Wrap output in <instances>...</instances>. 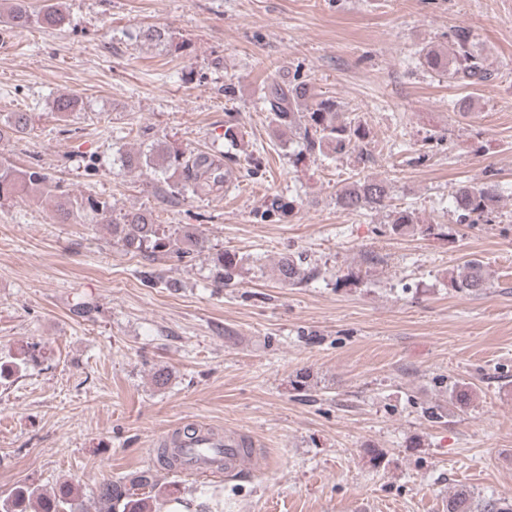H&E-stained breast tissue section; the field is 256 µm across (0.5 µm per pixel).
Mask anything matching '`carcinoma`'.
Masks as SVG:
<instances>
[{"instance_id":"1","label":"carcinoma","mask_w":512,"mask_h":512,"mask_svg":"<svg viewBox=\"0 0 512 512\" xmlns=\"http://www.w3.org/2000/svg\"><path fill=\"white\" fill-rule=\"evenodd\" d=\"M0 22L10 27L63 28L68 25L66 12L57 2L36 9L31 0H0ZM139 39L156 46H168L172 36L164 29L149 27L139 32ZM419 62L452 79L468 85L487 82L492 77L485 57L471 39L468 31L459 29L453 36L449 52L435 46L420 49ZM262 108L268 112L270 123L278 136L297 132L302 135L309 153L352 155L358 165L373 161L368 149L369 130L362 121L343 112L334 98L317 94L306 81L281 84L274 81L265 87ZM54 111L67 117L79 111L78 100L61 95L54 101ZM30 131V116L26 112H10L0 121V138L21 136ZM123 167L133 170L145 165L166 174L167 197H177L190 191L201 194L223 183L222 168L215 165L205 152L186 151L173 144L156 145L147 153L127 152L121 155ZM39 193L53 200L54 218L62 223H79L86 217L98 218L112 227V241L125 252L138 255L150 263L165 258H191L207 254L214 282L222 285L231 280L246 258L224 250L212 251L206 240L191 224L168 228L158 223L149 209H130L114 214L111 203L98 196H76L60 189L52 178L38 167L19 168L0 159V202L22 193ZM391 187L384 180L363 178L336 190V206L349 213L374 210L387 213L388 227L394 234H405L419 226L414 211L393 208ZM499 196L486 183L463 182L452 191L453 212L459 224L490 222L496 212ZM302 256H283L278 261L279 280L298 285L310 277L304 269ZM448 287L457 292L479 295L488 288L483 264L470 259L454 269L448 277ZM197 430L190 427L177 434L173 447L158 449L164 466H182L181 443ZM159 485L157 473L146 468L117 479L102 482L94 497V512H158L157 496L150 492ZM78 488L62 482L49 492L29 485L13 488L0 496V512H86L79 503ZM447 512H512V503L495 498L475 499L467 489L455 491L449 498Z\"/></svg>"}]
</instances>
